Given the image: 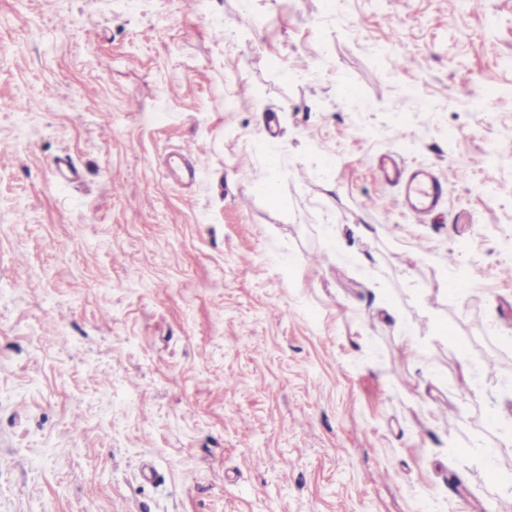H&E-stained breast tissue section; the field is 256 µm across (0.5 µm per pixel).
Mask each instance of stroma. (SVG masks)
<instances>
[{
    "mask_svg": "<svg viewBox=\"0 0 512 512\" xmlns=\"http://www.w3.org/2000/svg\"><path fill=\"white\" fill-rule=\"evenodd\" d=\"M508 307L512 0H0V512H512ZM444 180L428 171L417 168L404 180L401 203L406 209L421 216L432 211L444 198Z\"/></svg>",
    "mask_w": 512,
    "mask_h": 512,
    "instance_id": "obj_1",
    "label": "stroma"
}]
</instances>
